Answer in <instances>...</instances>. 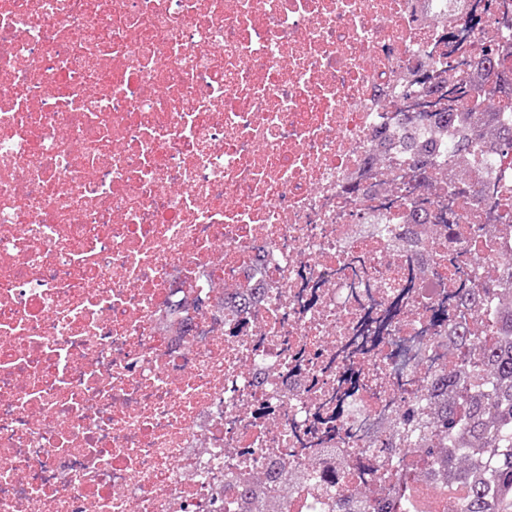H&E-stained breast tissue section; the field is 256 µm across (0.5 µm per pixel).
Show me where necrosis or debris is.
<instances>
[{
    "label": "necrosis or debris",
    "instance_id": "4bbe7bcc",
    "mask_svg": "<svg viewBox=\"0 0 512 512\" xmlns=\"http://www.w3.org/2000/svg\"><path fill=\"white\" fill-rule=\"evenodd\" d=\"M511 91L512 0H0V512H464Z\"/></svg>",
    "mask_w": 512,
    "mask_h": 512
}]
</instances>
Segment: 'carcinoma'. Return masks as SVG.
<instances>
[{
	"mask_svg": "<svg viewBox=\"0 0 512 512\" xmlns=\"http://www.w3.org/2000/svg\"><path fill=\"white\" fill-rule=\"evenodd\" d=\"M450 371L455 382L448 386V410L401 425L434 431L422 454L435 458L439 481L469 488L465 512H512V323L492 343L487 362L461 346ZM484 375L493 378L492 388L471 393L468 416L459 420L457 400Z\"/></svg>",
	"mask_w": 512,
	"mask_h": 512,
	"instance_id": "carcinoma-1",
	"label": "carcinoma"
}]
</instances>
